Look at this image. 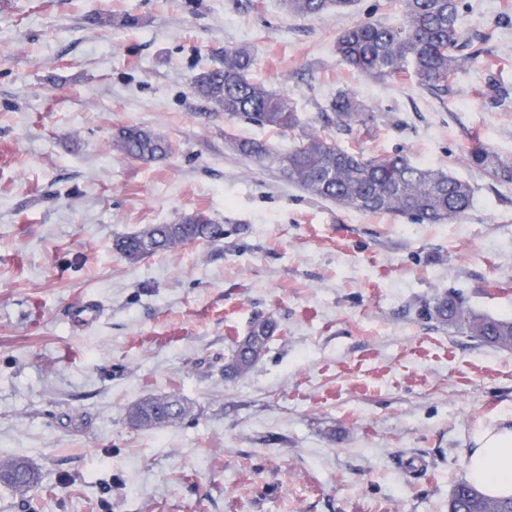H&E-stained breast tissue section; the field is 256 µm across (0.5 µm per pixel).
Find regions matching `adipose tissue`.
Segmentation results:
<instances>
[{
	"instance_id": "1",
	"label": "adipose tissue",
	"mask_w": 512,
	"mask_h": 512,
	"mask_svg": "<svg viewBox=\"0 0 512 512\" xmlns=\"http://www.w3.org/2000/svg\"><path fill=\"white\" fill-rule=\"evenodd\" d=\"M466 474L486 495L512 497V417H501L472 433Z\"/></svg>"
}]
</instances>
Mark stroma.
Instances as JSON below:
<instances>
[{
    "label": "stroma",
    "mask_w": 512,
    "mask_h": 512,
    "mask_svg": "<svg viewBox=\"0 0 512 512\" xmlns=\"http://www.w3.org/2000/svg\"><path fill=\"white\" fill-rule=\"evenodd\" d=\"M465 2L484 53L439 98L336 56L355 23L402 26L399 0L316 18L283 0H0V457L43 480L27 504L0 486V512H448L473 430L512 415V348L420 313L455 292L512 319V183L468 159L481 144L512 160V0ZM96 12L112 25H90ZM128 13L138 27L120 26ZM236 47L304 132L352 93L368 123L340 146L446 170L472 208L442 224L365 213L240 156L232 138L280 153L292 136L194 93ZM130 124L174 153L129 158L112 133ZM198 211L222 240L136 264L112 247ZM90 300L101 316L72 327ZM260 316L278 332L225 376L230 337ZM172 393L183 420L129 424L136 402Z\"/></svg>",
    "instance_id": "1"
}]
</instances>
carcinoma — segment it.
Wrapping results in <instances>:
<instances>
[{
	"label": "carcinoma",
	"mask_w": 512,
	"mask_h": 512,
	"mask_svg": "<svg viewBox=\"0 0 512 512\" xmlns=\"http://www.w3.org/2000/svg\"><path fill=\"white\" fill-rule=\"evenodd\" d=\"M354 0H287L288 11L303 17L320 16L331 9H347ZM403 27L360 22L346 28L336 38V55L346 65L366 76L384 80L411 68L418 87L431 93H448V82L466 61L483 53L463 28L462 0H401ZM468 53H462V50ZM255 60L245 49H226L221 64L200 72L193 91L215 104L224 116L278 132L293 133L302 128L297 109L251 78ZM325 127L350 132L360 121L362 108L354 95L340 92L323 112ZM113 144L128 157L144 163L166 160L171 143L162 135L138 126L126 125L113 133ZM234 150L247 158H270L269 147L255 140L232 142ZM282 176L309 196L370 213H393L419 224H438L457 219L471 208V186L442 171L411 162L396 153L386 158L367 159L338 145L330 133L319 131L300 135L286 154L275 156ZM471 162L496 182H512V161L493 158L485 147L470 152ZM224 227L202 212L183 217L176 224H150L120 236L113 249L130 263L188 242L222 239ZM430 318L481 342L512 344V320L470 313L463 301L451 295L434 298L426 307ZM278 329L272 318H257L245 336L232 342L227 375H241L264 354ZM186 407L175 395L147 398L130 412L136 427H161L184 418ZM3 467L30 470L33 483L20 487L9 480L0 484L26 494L41 485V476L27 459L13 457L0 462ZM448 512H512V497L493 498L462 480L448 499Z\"/></svg>",
	"instance_id": "cac0c4a2"
}]
</instances>
